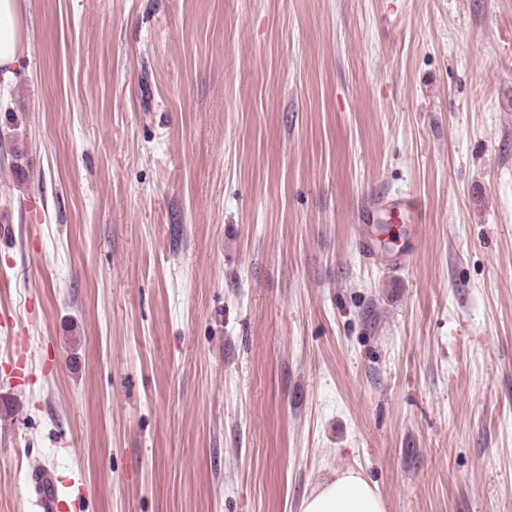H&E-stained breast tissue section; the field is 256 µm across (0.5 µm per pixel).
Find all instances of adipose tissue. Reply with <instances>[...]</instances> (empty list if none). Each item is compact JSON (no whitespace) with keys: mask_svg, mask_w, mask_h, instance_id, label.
Wrapping results in <instances>:
<instances>
[{"mask_svg":"<svg viewBox=\"0 0 512 512\" xmlns=\"http://www.w3.org/2000/svg\"><path fill=\"white\" fill-rule=\"evenodd\" d=\"M18 0H0V78L14 74L22 36ZM301 512H386L378 491L359 472L346 469L323 481L301 504Z\"/></svg>","mask_w":512,"mask_h":512,"instance_id":"obj_1","label":"adipose tissue"}]
</instances>
